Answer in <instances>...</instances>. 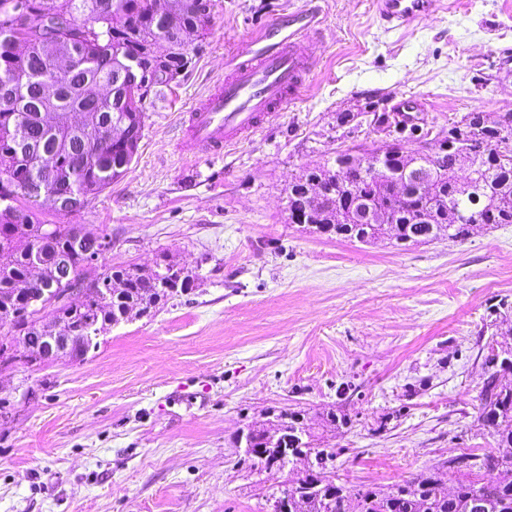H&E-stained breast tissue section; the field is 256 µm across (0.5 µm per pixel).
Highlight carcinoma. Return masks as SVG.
<instances>
[{
	"label": "carcinoma",
	"mask_w": 512,
	"mask_h": 512,
	"mask_svg": "<svg viewBox=\"0 0 512 512\" xmlns=\"http://www.w3.org/2000/svg\"><path fill=\"white\" fill-rule=\"evenodd\" d=\"M11 2L0 0V165L10 167L17 181L0 184V309L20 312L12 329L28 346L27 358L41 363L51 361L45 333L32 313L25 312L16 290L30 286L34 259L43 265L45 288L56 287L53 271L63 261L80 274H90V254L100 252L105 237L85 231L84 247L77 249L71 234L84 231L81 224H55L49 233L34 234L45 222L38 215L40 202L30 199L29 182L37 180L39 164L53 162L57 190L70 188L81 197L69 208L72 213L121 177L143 136L142 111L130 105L120 82L127 59L140 54L151 39L160 49L166 43L176 47L169 65L187 69L191 52L207 35L211 13H197L191 0H168L179 8L173 25L169 10L157 7V0H112V11L105 14L99 12L103 0H26L27 12L17 16L8 9ZM53 55L74 65L62 70L48 93L43 80ZM77 112L95 127L120 132L119 137L101 152L83 149L85 125L71 121ZM498 138L499 130L485 126L481 112H469L449 127L443 140L444 171L435 176L432 199L419 192L416 181L398 174L406 165L403 157L391 159L389 175L351 167L347 179L356 186L355 199L373 202L386 215L394 245L429 243L442 236L463 242L475 231L473 219L482 227L512 224V157L494 151ZM463 150L473 156V191L467 194L454 170ZM347 154L338 152L333 160L303 171L288 198V221L310 206L318 233L365 243L384 233L381 225L332 222L346 191L334 188L316 202L304 191L325 174V167ZM431 201L437 208L435 223H416V211ZM94 281L99 291L90 294L81 310H58L77 338L88 336L89 323L104 327L119 322L122 314L136 307L152 317L169 299L194 287L189 282L172 291L159 290L151 275L135 265L112 268ZM495 327L484 359L478 416L481 429L494 439V448L449 459L446 479L430 467L386 488L350 489L336 483L323 464L302 479L284 482H303L289 500L291 512H512V386L506 388L499 380L500 373L512 371V321L505 318ZM350 424L340 406L322 416V427L329 432L339 433ZM259 445L263 451L248 457L267 471H281L279 447L262 441ZM300 451L332 457L321 448V437L310 430ZM483 470L496 473L495 478L480 479Z\"/></svg>",
	"instance_id": "cac0c4a2"
}]
</instances>
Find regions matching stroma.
I'll use <instances>...</instances> for the list:
<instances>
[{"mask_svg": "<svg viewBox=\"0 0 512 512\" xmlns=\"http://www.w3.org/2000/svg\"><path fill=\"white\" fill-rule=\"evenodd\" d=\"M313 10L318 64L301 99L223 156L180 155L182 117L235 48ZM420 120L429 144L470 112H512V0H438L388 28L374 0H212L192 63L145 103L125 174L52 224L106 237L98 272L164 256L195 287L120 324L83 360L0 373V512H269L289 471L242 461L234 439L267 409L333 438L341 481L385 487L494 446L479 392L491 323L512 303V224L404 249L289 223L284 189L337 151L373 148L367 96Z\"/></svg>", "mask_w": 512, "mask_h": 512, "instance_id": "1", "label": "stroma"}]
</instances>
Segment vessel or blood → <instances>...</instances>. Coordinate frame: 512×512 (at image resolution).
<instances>
[{
    "mask_svg": "<svg viewBox=\"0 0 512 512\" xmlns=\"http://www.w3.org/2000/svg\"><path fill=\"white\" fill-rule=\"evenodd\" d=\"M435 0H376L392 27L428 16ZM313 17L291 14L237 48L222 85L193 105L183 121L178 150L205 157L255 133L303 93L317 58Z\"/></svg>",
    "mask_w": 512,
    "mask_h": 512,
    "instance_id": "b4317fda",
    "label": "vessel or blood"
}]
</instances>
